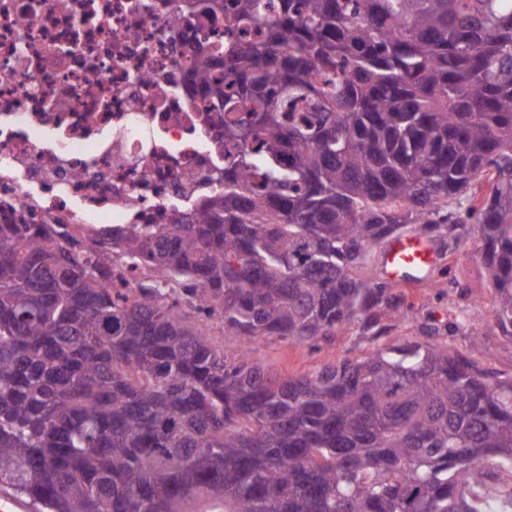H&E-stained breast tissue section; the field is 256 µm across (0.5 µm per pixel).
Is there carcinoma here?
<instances>
[{
    "label": "carcinoma",
    "instance_id": "cac0c4a2",
    "mask_svg": "<svg viewBox=\"0 0 512 512\" xmlns=\"http://www.w3.org/2000/svg\"><path fill=\"white\" fill-rule=\"evenodd\" d=\"M247 42L195 58L224 192L169 224H0V485L46 512L512 506V378L380 342L361 277L409 226L477 224L512 335V0H194ZM224 55L233 80L214 76ZM143 274L110 288L112 263ZM195 311L240 338L215 349ZM357 323L362 358L281 378L264 336Z\"/></svg>",
    "mask_w": 512,
    "mask_h": 512
}]
</instances>
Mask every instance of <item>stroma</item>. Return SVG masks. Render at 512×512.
Returning a JSON list of instances; mask_svg holds the SVG:
<instances>
[{
    "label": "stroma",
    "mask_w": 512,
    "mask_h": 512,
    "mask_svg": "<svg viewBox=\"0 0 512 512\" xmlns=\"http://www.w3.org/2000/svg\"><path fill=\"white\" fill-rule=\"evenodd\" d=\"M436 248L439 256L421 279L391 284L393 293L403 298L405 310L385 311L380 321L383 341L400 342L429 333L435 341L464 355L471 353L470 345L475 342L480 369L498 378L512 377V337L505 335L488 313L492 294L476 225H466L459 237L445 236ZM478 304L487 313L477 321L473 311ZM370 348L357 324L347 323L316 347L260 338L252 357L280 376L298 377L324 364L363 356Z\"/></svg>",
    "instance_id": "35a3bbf8"
}]
</instances>
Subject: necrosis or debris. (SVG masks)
Here are the masks:
<instances>
[{
  "instance_id": "necrosis-or-debris-1",
  "label": "necrosis or debris",
  "mask_w": 512,
  "mask_h": 512,
  "mask_svg": "<svg viewBox=\"0 0 512 512\" xmlns=\"http://www.w3.org/2000/svg\"><path fill=\"white\" fill-rule=\"evenodd\" d=\"M190 0H0V223L166 224L215 186L223 140L192 58L227 40Z\"/></svg>"
}]
</instances>
